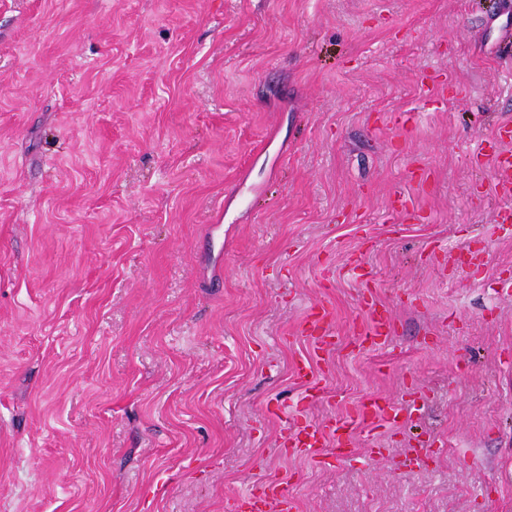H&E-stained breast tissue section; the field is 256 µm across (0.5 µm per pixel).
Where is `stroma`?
I'll list each match as a JSON object with an SVG mask.
<instances>
[{
	"instance_id": "35a3bbf8",
	"label": "stroma",
	"mask_w": 512,
	"mask_h": 512,
	"mask_svg": "<svg viewBox=\"0 0 512 512\" xmlns=\"http://www.w3.org/2000/svg\"><path fill=\"white\" fill-rule=\"evenodd\" d=\"M512 0H0V512H512ZM443 78V85L432 82ZM385 352L293 363L306 310ZM401 424L290 452L366 396ZM373 447L388 449L370 458ZM493 179L500 191L507 196L512 193V154L510 150L498 151L492 168ZM367 295L364 296L365 306L373 309L370 323L365 331L364 342H368L371 348L378 350L386 347L391 338L390 319L385 309L377 306L373 299L372 291L366 288ZM275 503L280 512L293 510L292 503L283 494L281 483L268 481L239 497L233 507L235 512H269Z\"/></svg>"
}]
</instances>
